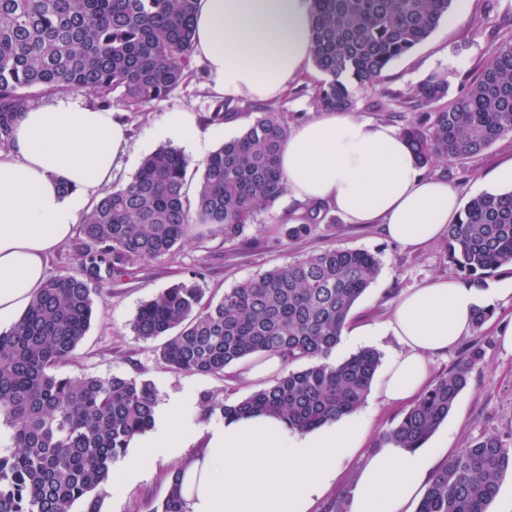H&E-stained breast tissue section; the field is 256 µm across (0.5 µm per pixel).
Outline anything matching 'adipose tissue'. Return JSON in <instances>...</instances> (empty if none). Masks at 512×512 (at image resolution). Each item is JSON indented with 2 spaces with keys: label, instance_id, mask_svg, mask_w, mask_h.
I'll return each mask as SVG.
<instances>
[{
  "label": "adipose tissue",
  "instance_id": "obj_1",
  "mask_svg": "<svg viewBox=\"0 0 512 512\" xmlns=\"http://www.w3.org/2000/svg\"><path fill=\"white\" fill-rule=\"evenodd\" d=\"M313 0H196L193 53L204 58L215 88L231 99H275L311 58ZM160 137L204 160L196 116L165 113ZM128 148L127 128L112 112L69 90L20 115L9 150L0 151V332L11 328L46 283L50 256L78 223ZM288 189L301 201L336 207L352 224H379L406 246L448 233L459 195L425 176L402 133L348 111H324L293 128L280 154ZM477 289L438 278L404 294L387 330L399 352L378 385L387 402L415 399L427 385L430 355L473 328ZM190 398L155 409V431L138 437L126 461L136 470L161 453L179 459L187 512H310L362 445V417L302 433L274 416L211 423L202 452L184 450L199 432ZM430 475L422 450L384 446L360 468L347 512H409Z\"/></svg>",
  "mask_w": 512,
  "mask_h": 512
}]
</instances>
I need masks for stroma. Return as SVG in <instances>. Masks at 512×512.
I'll list each match as a JSON object with an SVG mask.
<instances>
[{
  "instance_id": "obj_1",
  "label": "stroma",
  "mask_w": 512,
  "mask_h": 512,
  "mask_svg": "<svg viewBox=\"0 0 512 512\" xmlns=\"http://www.w3.org/2000/svg\"><path fill=\"white\" fill-rule=\"evenodd\" d=\"M472 12L486 15L482 27L465 24L451 28L439 24L411 55L393 64L380 85L357 93L355 114L398 129L414 121L416 112L402 107L395 96L439 70L440 59L445 55L459 61L448 72V95L457 97L463 81L478 73L490 50L502 41L512 40V0H473ZM189 70L187 80L164 100L137 112L119 104L112 106L115 117L128 125L130 136L129 152L114 171L113 184L130 181L142 159L161 146L155 130L165 112L181 108L194 112L197 125L213 150L240 135L263 109L282 113L292 127L316 114L312 100L322 78L317 69H309L293 81L279 98L232 100L238 116L228 123L209 119L210 113L225 100L215 91L206 64L191 58ZM511 163L512 135H508L465 162H438L425 168L424 173L448 181L465 204L493 191L488 174ZM296 204L292 194H285L273 206L258 212L254 223L246 225L237 240H225L217 230L204 232L190 238L174 255L141 263L132 278L104 288L95 299L94 321L77 348L74 361L66 366V373L146 379L154 383L161 403L177 394L197 398L206 391L223 392L225 402L233 403L273 384L276 374H253L262 354L231 365L223 377L217 378L166 368L157 356L159 341H144L134 335L131 322L139 306L195 270L205 272L200 285L207 297L218 299L225 290L271 267L322 249H361L373 253L381 262L380 272L355 303L345 325L349 332L362 326L384 327L397 300L410 289L437 278H463L449 263L444 242L421 248L405 247L388 238L379 225L347 223L333 208L316 233L298 240L287 239L278 233L277 227ZM480 292L492 300V317L481 331L462 336L455 346L430 359V375L435 378L462 363L471 347L478 346L483 351L481 359L472 365L468 384L453 410L427 442L434 450L433 463L437 466L489 433L499 435L512 447V353L503 350L496 338L499 327L512 324V269L504 267L487 277ZM405 410V404L389 403L376 392H369L361 408L367 428L364 444L344 463L339 479L316 502L313 512H346L359 469L369 454L381 448L383 434L397 425ZM177 466V460L160 457L142 471L129 475L123 463H116L112 478L123 481L124 492L117 499L102 497L100 512H150L166 495Z\"/></svg>"
}]
</instances>
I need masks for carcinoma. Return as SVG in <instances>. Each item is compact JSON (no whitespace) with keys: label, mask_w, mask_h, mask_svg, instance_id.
I'll return each instance as SVG.
<instances>
[{"label":"carcinoma","mask_w":512,"mask_h":512,"mask_svg":"<svg viewBox=\"0 0 512 512\" xmlns=\"http://www.w3.org/2000/svg\"><path fill=\"white\" fill-rule=\"evenodd\" d=\"M196 0H0V150L37 93L93 94L103 109H141L173 93L192 54ZM312 62L324 75L318 111L353 110L356 92L374 87L397 60L422 44L452 0H314ZM118 93L117 99L111 94ZM448 79L429 74L403 96L419 111L402 133L421 167L478 155L512 134V41L495 45L477 77L447 106ZM288 122L267 110L199 164L195 201L186 195L189 162L171 145L147 156L124 186L104 190L70 244L77 271L47 281L10 330L0 332V512H100L98 491L131 440L154 425L157 394L145 379L69 376L94 317L95 297L144 261L174 253L197 226L239 238L257 213L286 192L280 152ZM325 204L306 203L279 230L289 239L317 231ZM448 261L476 287L512 266V191L471 199L445 238ZM380 270L359 249H326L274 266L204 299L199 274L145 302L131 328L164 338L169 369L224 377L232 364L274 353L300 369L232 404L200 396L207 417L284 418L300 432L349 415L365 402L380 362L373 349L331 360L348 316ZM468 359L436 378L384 435V443L422 447L447 419L468 383ZM512 448L489 434L434 473L417 512H488ZM173 473L152 512H186Z\"/></svg>","instance_id":"cac0c4a2"}]
</instances>
